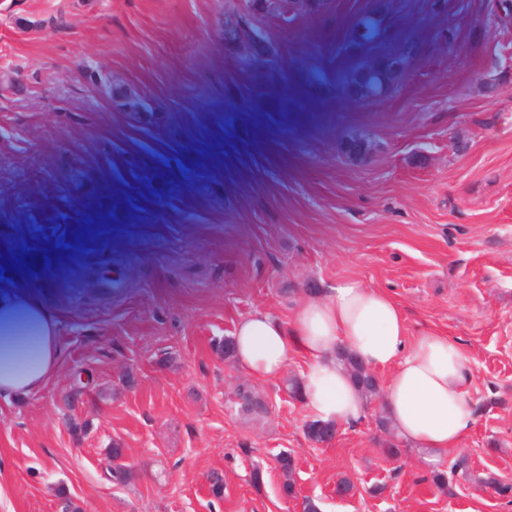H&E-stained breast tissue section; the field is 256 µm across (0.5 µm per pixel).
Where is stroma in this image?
I'll return each instance as SVG.
<instances>
[{"mask_svg": "<svg viewBox=\"0 0 512 512\" xmlns=\"http://www.w3.org/2000/svg\"><path fill=\"white\" fill-rule=\"evenodd\" d=\"M0 242L60 360L0 398V512H512L486 484L512 488V0H0ZM347 278L464 350L456 447L388 456L379 395L314 444L301 358H225L240 318Z\"/></svg>", "mask_w": 512, "mask_h": 512, "instance_id": "1", "label": "stroma"}]
</instances>
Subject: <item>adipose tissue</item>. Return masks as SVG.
Wrapping results in <instances>:
<instances>
[{
    "instance_id": "ef3b65f1",
    "label": "adipose tissue",
    "mask_w": 512,
    "mask_h": 512,
    "mask_svg": "<svg viewBox=\"0 0 512 512\" xmlns=\"http://www.w3.org/2000/svg\"><path fill=\"white\" fill-rule=\"evenodd\" d=\"M0 323L35 339L25 350L0 347V397L39 391L58 367L55 325L45 305L25 291L0 296ZM234 361L254 378L273 380L294 354H302V403L308 416L333 424L364 418L366 401L337 362L350 353L369 371L391 370L384 411L411 447L442 453L472 425L464 382L468 360L452 339L433 330L408 338V322L384 292L357 279L337 282L303 299L291 321L258 309L233 334Z\"/></svg>"
}]
</instances>
